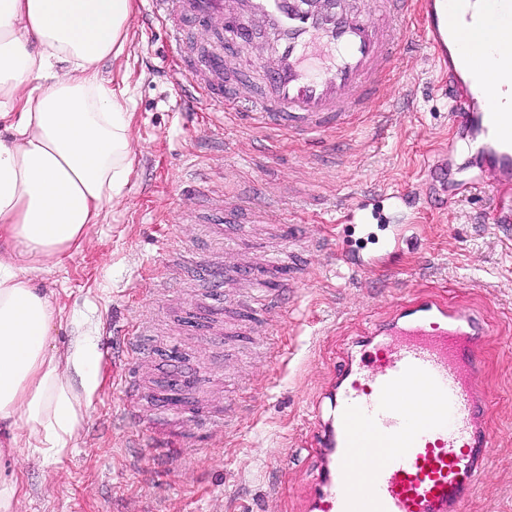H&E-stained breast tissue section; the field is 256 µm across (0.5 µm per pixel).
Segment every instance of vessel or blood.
<instances>
[{
    "label": "vessel or blood",
    "mask_w": 512,
    "mask_h": 512,
    "mask_svg": "<svg viewBox=\"0 0 512 512\" xmlns=\"http://www.w3.org/2000/svg\"><path fill=\"white\" fill-rule=\"evenodd\" d=\"M511 8L512 0H375L370 12L345 0H148L141 20L171 49L173 82L189 84L216 119L284 132L314 147L360 113L393 111L384 85L417 51L409 27L418 24L448 76V119L463 130L467 159L481 172L474 188L502 190L512 187V108L496 104L501 64L478 50L456 58L450 48L468 38L511 39L512 26L504 23ZM193 30L199 40L190 39ZM258 33L267 53L255 79L225 71V54L247 48ZM198 197L209 217L275 204L251 186L230 200L204 190ZM376 202L354 193L341 206L344 222L369 223ZM162 249L190 285L186 312L198 335L222 347L225 268L217 250L199 252L189 264L181 244ZM152 323L143 317L132 324L130 360L145 355ZM486 334L468 309L423 295L359 337L315 413L320 456L308 512H462L490 446L478 423L487 405L478 354ZM142 394L140 379L125 381L131 419L139 417ZM415 395L435 404L421 422L408 410ZM230 417L206 403L186 405L178 419L133 433L132 445L168 468L192 446L182 421L218 427Z\"/></svg>",
    "instance_id": "1"
}]
</instances>
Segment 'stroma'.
Here are the masks:
<instances>
[{
	"instance_id": "obj_1",
	"label": "stroma",
	"mask_w": 512,
	"mask_h": 512,
	"mask_svg": "<svg viewBox=\"0 0 512 512\" xmlns=\"http://www.w3.org/2000/svg\"><path fill=\"white\" fill-rule=\"evenodd\" d=\"M101 70L130 90L133 172L102 223L90 225L82 249L35 285L60 311L58 347L90 334L114 357L99 361L100 385L74 448L55 461L29 453L12 512H306L317 464L313 411L339 356L423 292L468 307L490 328L480 355L488 396L482 422L493 441L466 512H512V223H495L492 196L469 187L477 170L452 146L458 132L448 125L432 50L419 47L385 85L386 98L408 96V111L389 113L381 136L374 115L334 133L341 156L331 167L298 138L230 119L217 125L205 102L178 111L160 40L140 27H132L122 57L104 60ZM243 183L289 190L279 212L248 214L263 243L257 253L236 247L234 224L209 242L193 195L201 184L230 198ZM361 186L420 196L417 243L386 254L384 231L340 223L339 204ZM169 239L191 251L216 245L228 262L251 261L265 283L287 277L280 255L289 252L301 283L251 332L225 337L216 352L152 294L170 276L159 249ZM347 250L379 251L383 261L354 275L340 262ZM141 315L154 321L158 354L130 365L118 355L120 332ZM259 343L275 359L254 358ZM176 347L238 413L206 433L194 460L162 471L129 448L128 435L146 429L168 400L167 363ZM129 369L146 388L143 416L132 424L121 392Z\"/></svg>"
}]
</instances>
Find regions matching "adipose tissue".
Instances as JSON below:
<instances>
[{"instance_id": "ef3b65f1", "label": "adipose tissue", "mask_w": 512, "mask_h": 512, "mask_svg": "<svg viewBox=\"0 0 512 512\" xmlns=\"http://www.w3.org/2000/svg\"><path fill=\"white\" fill-rule=\"evenodd\" d=\"M135 0H0V512L25 449L73 448L99 385L95 337L53 342L60 316L37 273L78 252L132 173L127 87L106 79Z\"/></svg>"}]
</instances>
